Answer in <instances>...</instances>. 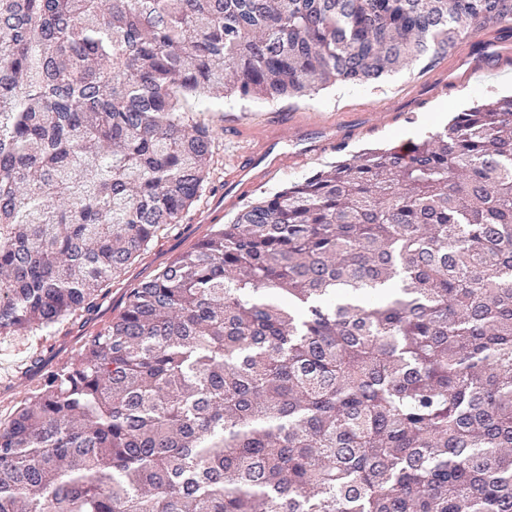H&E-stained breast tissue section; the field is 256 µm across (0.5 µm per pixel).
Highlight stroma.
<instances>
[{
	"label": "stroma",
	"instance_id": "stroma-1",
	"mask_svg": "<svg viewBox=\"0 0 512 512\" xmlns=\"http://www.w3.org/2000/svg\"><path fill=\"white\" fill-rule=\"evenodd\" d=\"M420 75V67L414 66L385 76L372 85L339 83L320 90L312 99L304 102L302 108L307 112L320 113L356 112L364 108L377 111ZM502 95H512V69L476 86L448 90L432 101L428 109L415 111L407 119L385 126L378 135L363 136L344 151H335L320 159L282 169L253 188L247 198L253 201L275 193L313 171L378 144L393 147L402 140L419 141L428 133L442 129L458 112ZM289 110L288 103L284 101H239L230 97L218 101L200 97L192 118L208 124L212 129L215 154L210 177L198 203L185 215L182 223L162 231L147 254L109 282L90 323L67 319L57 326L55 334L51 336H0V420L34 389L33 384L23 383L20 379V373L30 358L37 356L46 359L52 367L67 362L78 348L80 336L104 327L120 313L131 288L150 277L160 265L187 251L209 232V225L198 223L197 216L224 194V172L232 150L231 134L234 127L247 119L279 122L287 119Z\"/></svg>",
	"mask_w": 512,
	"mask_h": 512
}]
</instances>
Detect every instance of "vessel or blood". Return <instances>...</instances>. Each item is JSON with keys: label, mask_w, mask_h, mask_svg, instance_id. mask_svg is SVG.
<instances>
[{"label": "vessel or blood", "mask_w": 512, "mask_h": 512, "mask_svg": "<svg viewBox=\"0 0 512 512\" xmlns=\"http://www.w3.org/2000/svg\"><path fill=\"white\" fill-rule=\"evenodd\" d=\"M510 66L512 34L504 30L491 38L477 28L454 57L440 62L409 84L383 111L330 112L323 116L292 112L283 123L261 122L237 127L234 138L239 150L224 178V198L206 209L199 216V223H217L226 210L241 201L244 190L258 186L288 164L308 162L348 145L368 130L417 110L447 87L479 84Z\"/></svg>", "instance_id": "vessel-or-blood-1"}]
</instances>
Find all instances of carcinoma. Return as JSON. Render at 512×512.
Masks as SVG:
<instances>
[{
	"label": "carcinoma",
	"mask_w": 512,
	"mask_h": 512,
	"mask_svg": "<svg viewBox=\"0 0 512 512\" xmlns=\"http://www.w3.org/2000/svg\"><path fill=\"white\" fill-rule=\"evenodd\" d=\"M512 0H0V335L199 201L184 101L433 68ZM0 512H512V96L336 162L130 290L0 424Z\"/></svg>",
	"instance_id": "1"
}]
</instances>
